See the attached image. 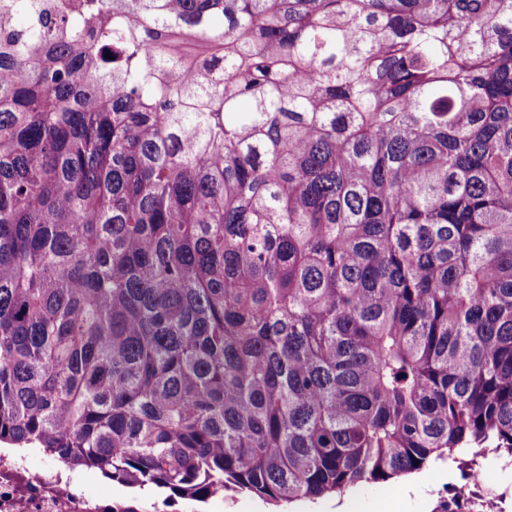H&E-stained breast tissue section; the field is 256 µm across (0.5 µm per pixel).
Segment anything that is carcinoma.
<instances>
[{
  "instance_id": "1",
  "label": "carcinoma",
  "mask_w": 512,
  "mask_h": 512,
  "mask_svg": "<svg viewBox=\"0 0 512 512\" xmlns=\"http://www.w3.org/2000/svg\"><path fill=\"white\" fill-rule=\"evenodd\" d=\"M0 445L277 506L512 458V0H7Z\"/></svg>"
}]
</instances>
